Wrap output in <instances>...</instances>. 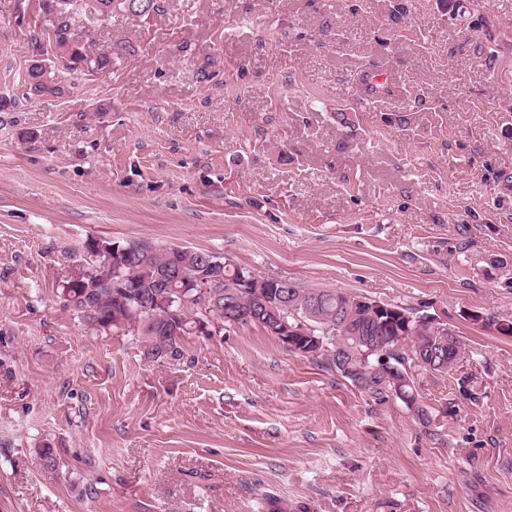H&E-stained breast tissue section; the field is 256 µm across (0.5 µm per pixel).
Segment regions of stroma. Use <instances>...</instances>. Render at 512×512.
<instances>
[{
	"label": "stroma",
	"instance_id": "1",
	"mask_svg": "<svg viewBox=\"0 0 512 512\" xmlns=\"http://www.w3.org/2000/svg\"><path fill=\"white\" fill-rule=\"evenodd\" d=\"M161 4L75 14L123 48L94 72L0 0V512H512V0ZM94 238L399 305L465 359L417 376L428 427L254 324L156 363L64 306Z\"/></svg>",
	"mask_w": 512,
	"mask_h": 512
}]
</instances>
